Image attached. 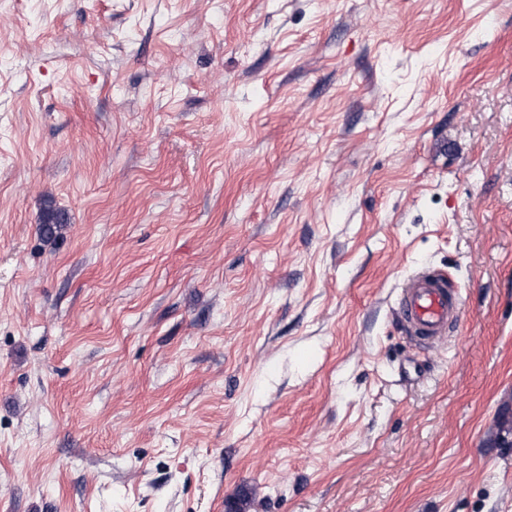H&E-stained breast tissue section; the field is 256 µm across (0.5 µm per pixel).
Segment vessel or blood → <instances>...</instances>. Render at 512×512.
Segmentation results:
<instances>
[{
    "label": "vessel or blood",
    "instance_id": "b4317fda",
    "mask_svg": "<svg viewBox=\"0 0 512 512\" xmlns=\"http://www.w3.org/2000/svg\"><path fill=\"white\" fill-rule=\"evenodd\" d=\"M398 309L408 332L429 340L448 334L457 324L462 300L446 272L424 266L408 278L400 294Z\"/></svg>",
    "mask_w": 512,
    "mask_h": 512
}]
</instances>
